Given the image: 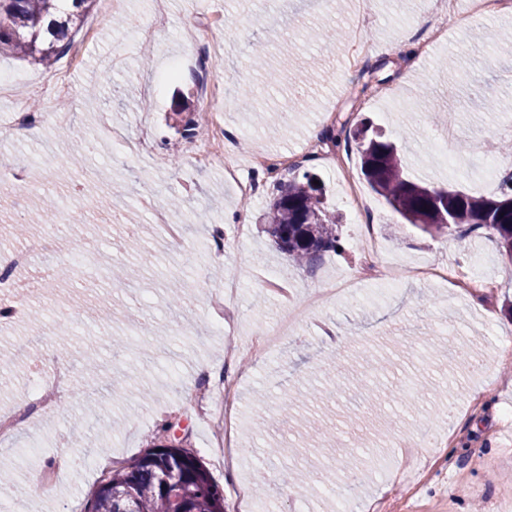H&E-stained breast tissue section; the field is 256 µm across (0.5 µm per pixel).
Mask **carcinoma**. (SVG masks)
<instances>
[{
	"label": "carcinoma",
	"instance_id": "1",
	"mask_svg": "<svg viewBox=\"0 0 512 512\" xmlns=\"http://www.w3.org/2000/svg\"><path fill=\"white\" fill-rule=\"evenodd\" d=\"M94 0H0V51L52 65L73 45L69 31L80 28ZM187 138L197 135L190 107L175 111ZM356 143L360 174L400 220L424 232L484 229L512 258V176L500 195L486 197L461 189H440L416 180L406 170L401 150L382 131L363 121L349 133ZM308 171L276 186L265 232L276 248L311 267L327 252L344 250L336 215L323 200V188ZM423 217L431 222L419 223ZM175 424H162L144 451L112 470L97 485L87 512H224V492L209 470L177 438Z\"/></svg>",
	"mask_w": 512,
	"mask_h": 512
}]
</instances>
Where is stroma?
<instances>
[{
  "label": "stroma",
  "mask_w": 512,
  "mask_h": 512,
  "mask_svg": "<svg viewBox=\"0 0 512 512\" xmlns=\"http://www.w3.org/2000/svg\"><path fill=\"white\" fill-rule=\"evenodd\" d=\"M332 14L313 0H167L163 24H152V0H111L91 41L76 39L78 59L69 74L76 106L65 125L52 124L23 138L0 137V167L25 170L27 196L16 199L0 183V250L16 245V227L27 237L49 236L45 262L77 273L40 283L29 300L43 318L0 329V352L22 343L61 355L71 368L60 411L35 417L13 439L0 440V471L13 475V498L0 512H84L98 484L91 471L46 493L33 492L28 475L56 452L95 455L100 462L130 459L147 448L158 424L170 421L189 433L190 447L224 489V512H238V482L249 474L251 502L266 512H512V259L488 232L465 237L428 234L400 223L381 201L368 217L382 240L383 262L448 269L473 265L493 286L472 297L448 282L406 276L396 292L383 293L365 264L357 225L339 199L342 180L365 182L345 135L370 119L401 135L404 163L417 179L485 196L480 152L485 127L492 153L512 164V45L476 43L473 28L451 27L427 54L401 52L420 44L436 16L437 0H371V17L356 18V0H335ZM367 44L364 63L348 69L351 42ZM263 67H255L254 56ZM182 61L177 77L166 72ZM10 92L0 95V128L9 129L17 105L44 103L56 89L58 68L0 53ZM223 88L215 109L237 142L242 178L260 182L243 200L225 180L222 165L200 167L203 142L183 137L177 106H198L200 81ZM249 96L250 108L240 104ZM499 99L487 109L484 97ZM144 136V154H126L113 132ZM325 137L331 159L306 153ZM298 156L325 186L345 247L313 267H297L264 231V213L276 180L250 168L257 154ZM81 195H73L75 184ZM161 205L181 199L183 239L166 238L141 210V190ZM57 193L73 225L38 219L45 195ZM245 212L247 222L227 216ZM224 229V261L212 262L208 240ZM276 271L297 295L359 276V296L335 298L316 320L300 324L268 354L246 340L285 314L262 279ZM240 277L233 317L245 343L235 371L224 368V340L212 332V294L227 274ZM191 282L179 309L168 290ZM467 343V358L449 355L452 342ZM94 359L97 387L83 366ZM231 375L236 383L233 441L236 465L206 446L217 424L191 417L202 375ZM317 393L316 401L280 416L288 390ZM446 426L441 443L416 454L423 468L388 477L381 466L394 435L420 436ZM278 449L275 457L267 449ZM312 468L310 486L295 500L280 483L292 466Z\"/></svg>",
  "instance_id": "obj_1"
}]
</instances>
